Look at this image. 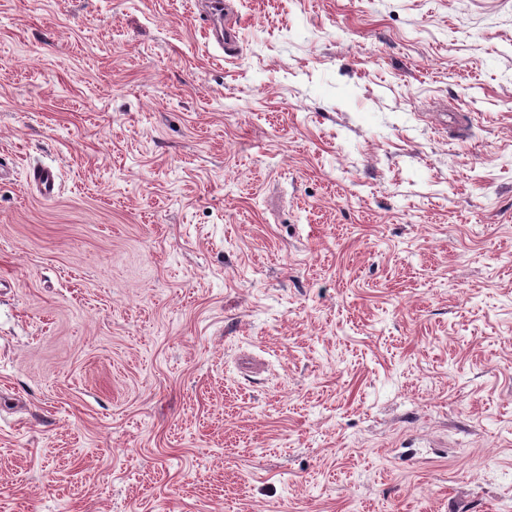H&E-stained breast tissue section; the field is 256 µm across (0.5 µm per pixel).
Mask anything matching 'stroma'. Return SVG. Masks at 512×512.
<instances>
[{
	"instance_id": "35a3bbf8",
	"label": "stroma",
	"mask_w": 512,
	"mask_h": 512,
	"mask_svg": "<svg viewBox=\"0 0 512 512\" xmlns=\"http://www.w3.org/2000/svg\"><path fill=\"white\" fill-rule=\"evenodd\" d=\"M197 2L0 0V512H505L512 0Z\"/></svg>"
}]
</instances>
